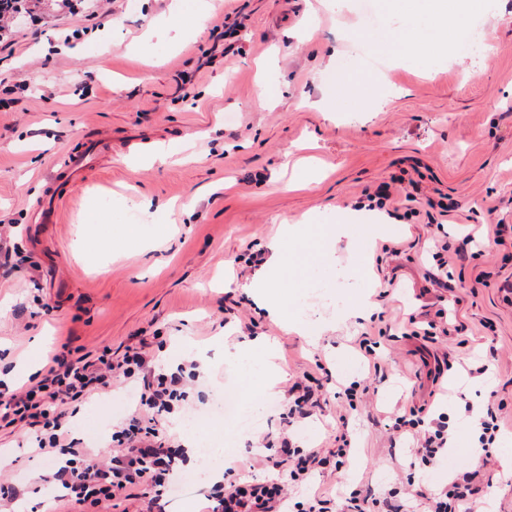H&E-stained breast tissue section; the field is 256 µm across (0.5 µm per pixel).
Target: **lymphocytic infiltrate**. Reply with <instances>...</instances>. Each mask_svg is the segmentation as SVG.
<instances>
[{
  "label": "lymphocytic infiltrate",
  "mask_w": 512,
  "mask_h": 512,
  "mask_svg": "<svg viewBox=\"0 0 512 512\" xmlns=\"http://www.w3.org/2000/svg\"><path fill=\"white\" fill-rule=\"evenodd\" d=\"M112 0H0V49L10 45L18 19H26L31 33H41L59 13H87L103 25L112 13ZM196 361L187 360L175 371H156L144 348L113 357L110 349L98 353L62 343L54 350L34 384L8 392L0 390V422L21 424L33 431L39 453L58 459L46 481L62 488L57 512H102L122 502L142 500L144 512H163V496L177 461L184 451L165 425L187 399L189 380L199 375ZM134 382L140 387L139 405L124 426L113 432L108 462L91 456L70 438L72 403L110 387L112 382ZM396 431L411 435L414 453L423 465L437 463L449 448L447 425H426L423 417H398ZM324 461L319 448L293 447L281 437L279 448L262 458L245 459L246 467L258 463L287 466L291 482L305 481ZM476 477L453 476L441 490L419 489L429 512H463L478 493ZM204 496L210 512H288L285 484L272 480L246 485L213 484Z\"/></svg>",
  "instance_id": "1"
}]
</instances>
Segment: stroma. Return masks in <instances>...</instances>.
I'll list each match as a JSON object with an SVG mask.
<instances>
[{
	"instance_id": "1",
	"label": "stroma",
	"mask_w": 512,
	"mask_h": 512,
	"mask_svg": "<svg viewBox=\"0 0 512 512\" xmlns=\"http://www.w3.org/2000/svg\"><path fill=\"white\" fill-rule=\"evenodd\" d=\"M171 4L112 0L104 28L52 57L50 42L84 27L83 15L38 37L18 28L0 51V79L28 86L21 107L0 111V225L11 233L0 369L44 367L68 340L116 356L143 341L158 368L206 354L183 410L200 416L197 433L242 457L259 436L278 437L281 399L257 400L265 420L247 434L212 410L224 396L244 399L251 376L231 355L266 337L281 389L326 383L322 414L294 425L295 444L330 450L342 432L353 444L343 467L291 487V502L320 490L338 512L337 497L368 486L427 512L416 489L475 469L477 512H512L500 461L512 449V236L492 235L493 224L512 225V0L481 14L482 52L454 42L426 61L379 56L372 68L348 33L384 39L386 0H351L341 12L333 0H183L179 15ZM349 76L357 95L341 89ZM103 138L110 151L58 199L56 222L35 223L67 157ZM304 165L315 182L304 183ZM384 182L390 224L366 207ZM307 219L319 237L302 229ZM286 224L301 230L281 252L285 305L315 283L370 297L372 309L341 321L315 301L301 331L273 316L251 284L266 277ZM469 233L476 243L462 246ZM364 335L379 344L376 363L359 349ZM340 381L365 390L348 399ZM138 399L133 383L90 396L73 437L106 448ZM468 405L472 418L500 410L495 448L476 464ZM420 407L451 437L429 467L390 428ZM0 455L25 487L23 512H52L55 492L40 476L55 462L34 451L32 431L0 428Z\"/></svg>"
}]
</instances>
